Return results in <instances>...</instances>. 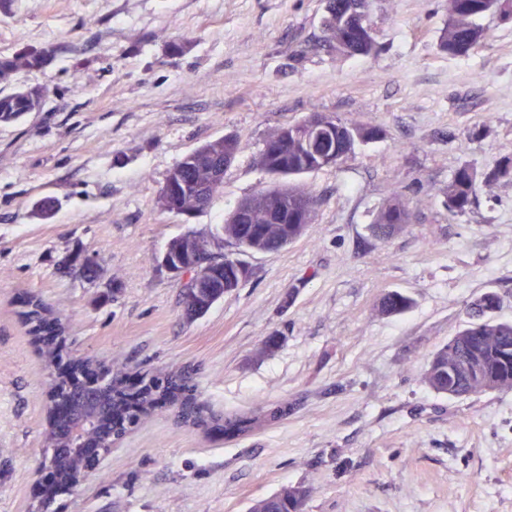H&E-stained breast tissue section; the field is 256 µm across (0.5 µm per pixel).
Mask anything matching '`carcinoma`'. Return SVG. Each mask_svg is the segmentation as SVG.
I'll return each mask as SVG.
<instances>
[{"label": "carcinoma", "mask_w": 512, "mask_h": 512, "mask_svg": "<svg viewBox=\"0 0 512 512\" xmlns=\"http://www.w3.org/2000/svg\"><path fill=\"white\" fill-rule=\"evenodd\" d=\"M357 6V13H370L371 0H328L323 29L327 41L337 51L350 56L372 55L377 52L375 40L359 41L354 37L356 18L349 12V5ZM487 13H497L512 20V0H448V26L438 43L440 52L454 57H464L474 52L483 40V31L474 19ZM56 54V47L26 51L12 57L0 56V84L11 82L15 73L25 68H38L49 63ZM39 106L36 93L30 88H17L0 95V124H12ZM325 118L336 124L335 137L330 143L336 148V162L350 158L358 145L379 137L378 127L364 124H345L331 115ZM270 139L276 144L271 152L259 156L261 166L276 181L261 189L255 196L241 202L236 213L244 214L243 223L227 219L223 226L224 239L238 249V256L226 255L213 262L214 278L224 281L220 294L234 291L247 277L249 269L240 256L264 250L277 251L299 238L312 223L317 200L309 192L292 183V180L324 167L322 155L312 150V132L304 121L279 128ZM240 143L233 137L210 141L187 154L167 175L175 184L171 195L160 191L158 205L161 209L179 212H199L205 208L221 189L223 179H215L212 164L228 156H237ZM502 180L512 182V157H506L493 169L480 173L466 164L456 169L444 191L448 213L466 212L474 202L479 189L491 188ZM413 210L401 194L385 200L375 211L372 229L380 238H388L410 223ZM205 291H196L194 278L183 284V304L189 315L204 308ZM500 295L494 291L475 297L467 307L463 327L438 349L424 370L426 384L436 393L448 397H464L474 393L512 389V322L500 321L495 313L500 308ZM413 305L405 293L385 292L378 303L381 314L393 317L406 313ZM30 335L34 336L45 369L57 366L66 356L65 339L67 323L52 316L39 300L29 302L24 312ZM84 367L71 363L70 373L49 375V396L57 392H70L71 400L81 396L74 385L76 374ZM110 389L102 393L92 429L114 433L115 440L126 436L122 427L133 423L143 425L161 404L179 411L182 421L219 431L230 440L264 428L274 421L285 419L292 405L284 399L260 406L255 410L224 416L208 413L195 397L190 371L157 370L144 376L143 388L129 398L127 374L122 364L113 362L105 366ZM74 454L55 458L56 476L64 482L78 466ZM306 491L287 486L272 496L255 501L249 512H304Z\"/></svg>", "instance_id": "1"}]
</instances>
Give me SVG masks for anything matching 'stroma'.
I'll use <instances>...</instances> for the list:
<instances>
[{
  "label": "stroma",
  "instance_id": "stroma-1",
  "mask_svg": "<svg viewBox=\"0 0 512 512\" xmlns=\"http://www.w3.org/2000/svg\"><path fill=\"white\" fill-rule=\"evenodd\" d=\"M326 0H0V55L57 46L13 87L39 111L0 125V512H28L45 448L47 376L20 312L68 320L71 358L130 375L195 368L199 403L222 415L285 399L288 417L233 440L170 407L127 434L50 512H247L285 486L305 512H512V389L435 393L422 373L467 304L499 293L512 321V183L449 216L463 164L512 156V22L478 19L467 57L438 49L448 0H372L379 50L336 52ZM318 110L380 128L354 156L303 176L315 218L295 242L248 257L249 275L201 317L160 261L186 232L233 252L222 225L271 181L258 156L278 128ZM233 135L224 187L192 218L161 210L168 172ZM411 224L377 237L393 192ZM55 202L46 219L33 204ZM96 255L87 282L68 267ZM388 290L413 308L381 315ZM282 336L259 356L265 336Z\"/></svg>",
  "mask_w": 512,
  "mask_h": 512
}]
</instances>
